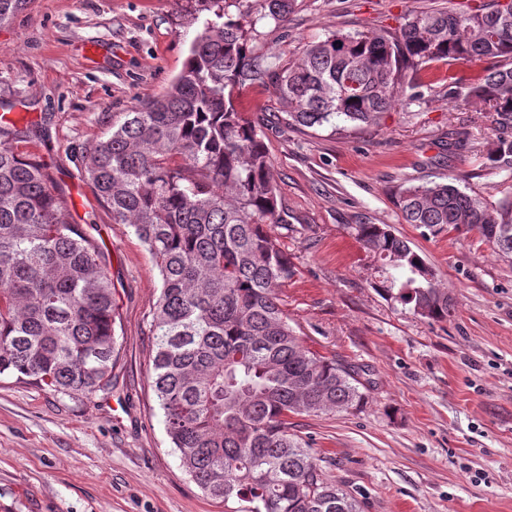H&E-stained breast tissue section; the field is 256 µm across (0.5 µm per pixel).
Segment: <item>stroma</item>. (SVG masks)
Returning <instances> with one entry per match:
<instances>
[{"instance_id":"1","label":"stroma","mask_w":512,"mask_h":512,"mask_svg":"<svg viewBox=\"0 0 512 512\" xmlns=\"http://www.w3.org/2000/svg\"><path fill=\"white\" fill-rule=\"evenodd\" d=\"M448 0H294L285 21L266 0H226L246 15L251 45L270 70L342 30L397 28ZM199 0H29L0 25V114L15 145L45 164L70 222L99 245L112 278L119 349L112 388L71 397L0 376V512H224L181 468L150 387L153 258L115 223L85 169L103 133L140 101L164 93L200 25ZM481 63H440L439 82L400 86L368 126L289 121L273 83L237 108L267 147L282 223L272 234L295 272L279 290L305 346L363 370L366 407L301 416L331 480L362 512H512V260L477 232L423 236L404 223L403 186L460 176L494 205L512 169L488 156L497 132L483 104L448 93ZM357 224H385L436 269L452 300L448 321L413 315L374 287L378 261Z\"/></svg>"}]
</instances>
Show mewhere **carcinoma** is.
Masks as SVG:
<instances>
[{
	"mask_svg": "<svg viewBox=\"0 0 512 512\" xmlns=\"http://www.w3.org/2000/svg\"><path fill=\"white\" fill-rule=\"evenodd\" d=\"M29 0H0V23ZM204 20L183 70L161 95L113 125L86 170L112 220L148 247L161 282L151 386L184 472L224 512H360L326 475L290 418L350 414L366 404L359 370L306 347L278 293L294 268L269 227L281 223L270 159L237 110L241 90L273 81L296 123L370 124L406 75L429 85L438 62L485 60L466 98L488 106L502 135L490 161L512 165V17L498 0L415 13L394 30L333 32L299 61L270 71L246 20L202 0ZM281 21L291 0H267ZM0 127V375L68 396L112 389V281L99 246L68 221L44 165ZM446 182L404 187V220L437 235L477 231L512 259V198L487 206ZM380 260L377 288L432 321L451 313L448 289L409 241L357 224Z\"/></svg>",
	"mask_w": 512,
	"mask_h": 512,
	"instance_id": "obj_1",
	"label": "carcinoma"
}]
</instances>
